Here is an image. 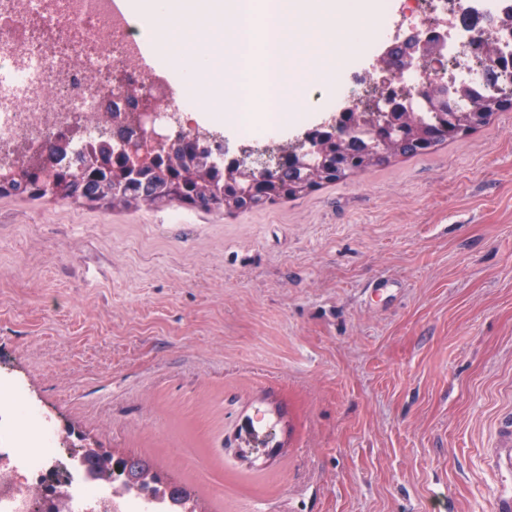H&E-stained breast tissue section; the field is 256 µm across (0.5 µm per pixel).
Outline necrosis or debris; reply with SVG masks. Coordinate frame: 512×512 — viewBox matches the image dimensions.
Listing matches in <instances>:
<instances>
[{"mask_svg":"<svg viewBox=\"0 0 512 512\" xmlns=\"http://www.w3.org/2000/svg\"><path fill=\"white\" fill-rule=\"evenodd\" d=\"M386 11L387 23L373 46L374 54L409 38L425 40L433 30L441 32L445 42L439 64L390 78L397 103L426 113L427 102L419 90L429 81L447 88L455 99L466 89L476 95L490 92L470 24H493L499 42L512 47V0H390ZM141 47L136 24L126 13L115 11L112 0H0V69L9 70L21 89L17 96L0 94V165L12 162L16 145L38 147L60 135L68 139L67 153L60 160L64 166L100 143L115 142L112 126L91 119L118 94L109 79L113 73L160 90L165 107L157 130L198 136L215 162L233 155L238 145L263 148L281 141L276 131L243 135L234 143L225 140L223 122L194 119L190 95L176 91L164 71L141 66ZM377 79L372 66L341 78L327 122L358 102L363 88ZM66 441L22 387L0 378V478L11 485L9 493L0 492V512H32L36 493L54 489L60 478L66 479L68 493L59 512H174L172 499L150 490L133 488L118 494L112 485L99 483L79 457L65 455Z\"/></svg>","mask_w":512,"mask_h":512,"instance_id":"obj_1","label":"necrosis or debris"}]
</instances>
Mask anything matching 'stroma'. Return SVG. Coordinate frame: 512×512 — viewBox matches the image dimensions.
I'll return each mask as SVG.
<instances>
[{"label":"stroma","instance_id":"35a3bbf8","mask_svg":"<svg viewBox=\"0 0 512 512\" xmlns=\"http://www.w3.org/2000/svg\"><path fill=\"white\" fill-rule=\"evenodd\" d=\"M0 373L202 512H493L512 109L259 210L0 196Z\"/></svg>","mask_w":512,"mask_h":512}]
</instances>
